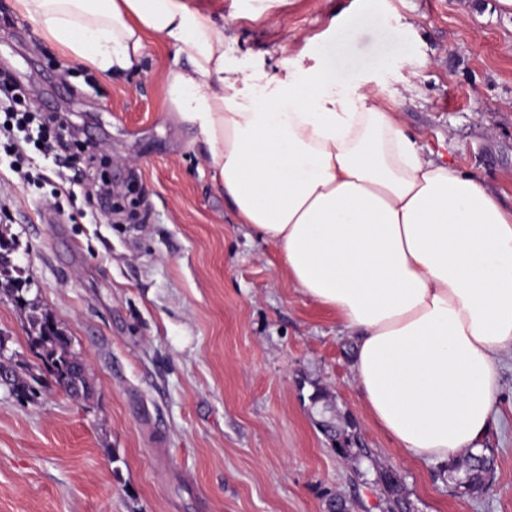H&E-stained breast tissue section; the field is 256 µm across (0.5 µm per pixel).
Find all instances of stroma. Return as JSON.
Returning a JSON list of instances; mask_svg holds the SVG:
<instances>
[{"mask_svg": "<svg viewBox=\"0 0 512 512\" xmlns=\"http://www.w3.org/2000/svg\"><path fill=\"white\" fill-rule=\"evenodd\" d=\"M224 22L239 66L275 69L360 0H187ZM352 30L337 85L363 84L398 108L426 152L512 196V12L499 0H376ZM173 49L146 39L141 71L107 76L69 62L0 0V68L44 114H68L134 184L148 223L73 207L26 183L0 148V235L12 263L71 336L93 397L51 385L27 342L29 314L0 276V334L43 384L20 402L0 389V512H388L378 485L339 458L318 426L315 391L337 425L400 478L412 512H512V354L486 438L487 491L462 497L436 463L404 459L366 414L353 343L335 315L288 281L276 248L238 222L213 185L201 143L168 110Z\"/></svg>", "mask_w": 512, "mask_h": 512, "instance_id": "obj_1", "label": "stroma"}]
</instances>
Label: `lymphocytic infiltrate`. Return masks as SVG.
Masks as SVG:
<instances>
[{
	"label": "lymphocytic infiltrate",
	"mask_w": 512,
	"mask_h": 512,
	"mask_svg": "<svg viewBox=\"0 0 512 512\" xmlns=\"http://www.w3.org/2000/svg\"><path fill=\"white\" fill-rule=\"evenodd\" d=\"M0 136L6 139L4 149L12 155L15 171H22L28 159L27 145H40L43 154L53 155L57 167L69 171L58 193L72 200L93 193L103 201L106 212L121 211L109 177L111 159L91 152L88 142L70 135L66 116L40 117L29 92L5 70H0Z\"/></svg>",
	"instance_id": "obj_1"
}]
</instances>
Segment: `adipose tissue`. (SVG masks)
I'll list each match as a JSON object with an SVG mask.
<instances>
[{
  "label": "adipose tissue",
  "instance_id": "obj_1",
  "mask_svg": "<svg viewBox=\"0 0 512 512\" xmlns=\"http://www.w3.org/2000/svg\"><path fill=\"white\" fill-rule=\"evenodd\" d=\"M43 38L105 75L138 69L145 34L175 57L168 109L207 148L240 223L280 252L288 279L335 313L370 419L407 459L480 450L499 362L512 351V207L472 173L426 156L393 107L338 86L326 50L243 72L224 25L186 0H15Z\"/></svg>",
  "mask_w": 512,
  "mask_h": 512
}]
</instances>
